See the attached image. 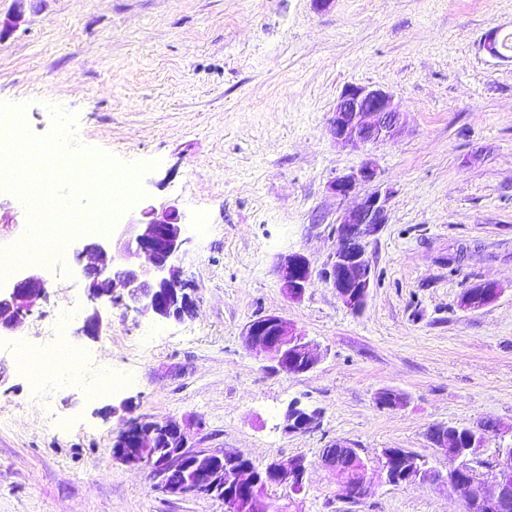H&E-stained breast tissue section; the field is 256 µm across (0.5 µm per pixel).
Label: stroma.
Returning a JSON list of instances; mask_svg holds the SVG:
<instances>
[{
	"mask_svg": "<svg viewBox=\"0 0 512 512\" xmlns=\"http://www.w3.org/2000/svg\"><path fill=\"white\" fill-rule=\"evenodd\" d=\"M18 8L0 33V101L22 106L36 138L52 131L48 104L65 107L76 116L66 151L139 168L140 194L111 231L75 237L60 268H40L45 298L0 333V512H224L113 460L132 419L188 425L191 446L260 467L305 456L302 494L268 490L283 512H463L449 486L377 479L385 448L444 467L432 426L512 429V52L483 47L490 31L512 36V0H0V18ZM349 84L394 95L393 140L361 152L333 142L328 121ZM368 160L392 197L355 314L321 276L336 220L356 203L327 183ZM149 204L177 207L187 226L177 264L194 311L158 321L115 305L85 335V248ZM27 234V206L0 190V253ZM292 252L312 269L298 301L276 273ZM483 282L500 295L463 309ZM72 303L69 344L130 376L125 388L92 399L65 373L37 390L18 371L7 343L37 349L42 324ZM270 314L316 346L313 370L282 372L245 342ZM386 389L402 407L379 405ZM295 403L319 410V426L288 432ZM339 441L364 462L371 496L347 499L321 464Z\"/></svg>",
	"mask_w": 512,
	"mask_h": 512,
	"instance_id": "35a3bbf8",
	"label": "stroma"
}]
</instances>
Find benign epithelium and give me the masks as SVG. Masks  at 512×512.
<instances>
[{
	"label": "benign epithelium",
	"mask_w": 512,
	"mask_h": 512,
	"mask_svg": "<svg viewBox=\"0 0 512 512\" xmlns=\"http://www.w3.org/2000/svg\"><path fill=\"white\" fill-rule=\"evenodd\" d=\"M398 106L388 91L369 85H346L329 119V132L334 141L353 151L388 141L397 133ZM378 169L371 161L335 176L328 189L337 197L363 193L358 205L344 212L336 222V243L323 270L324 279L338 298L353 313L366 306L373 286L372 265L368 247L388 221L390 192L376 188L362 192L377 181ZM187 227L181 223L179 211L169 206L161 211L151 205L142 208L140 219L125 225L112 240V259L84 269L88 296L93 301L109 304L122 302L140 314H151L161 320L181 321L191 315L193 300L178 287L175 261L189 242ZM148 256L150 264L139 269L125 265L133 253ZM281 288L291 300L301 299L311 278L310 261L304 254L293 252L281 257L278 266ZM47 286L42 276L27 272L9 288H0V330H10L32 312L34 302L45 296ZM500 288L492 282L467 290L460 306L480 309L498 296ZM246 340L261 348L278 368L288 374L312 370L318 352L306 337L280 316L267 315L248 324ZM319 413L293 405L286 415V428L302 432L317 424ZM472 435L469 447L459 448L445 438H433V445L444 454L448 467L441 471L421 457L405 458L387 448L382 450L384 482L390 485L446 484L467 502L471 512H512V446L495 451L492 470L494 479L486 481L472 465L488 435H497L500 426L483 421L468 428ZM113 459L125 464L153 466L159 487L175 497L217 498L224 502V512H263L262 493L273 485L289 483L298 495L304 489L308 462L293 456L271 462L263 468L233 449L210 452L188 446L186 429L172 421L131 422L120 430L112 444ZM191 462V477L181 483L170 482V473ZM322 464L336 470L346 462L358 467L357 489L350 494L361 500L372 493L361 472L362 461L355 448L338 441L323 450Z\"/></svg>",
	"instance_id": "7a95c632"
}]
</instances>
